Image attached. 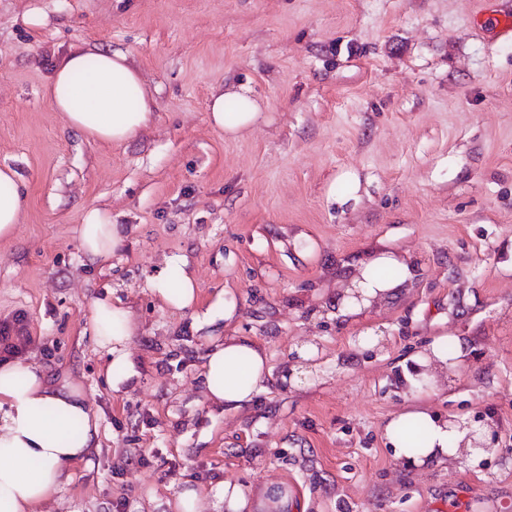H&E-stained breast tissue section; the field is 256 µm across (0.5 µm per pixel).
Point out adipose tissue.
<instances>
[{
	"label": "adipose tissue",
	"instance_id": "obj_1",
	"mask_svg": "<svg viewBox=\"0 0 512 512\" xmlns=\"http://www.w3.org/2000/svg\"><path fill=\"white\" fill-rule=\"evenodd\" d=\"M46 96L70 127L101 143L127 142L153 120L154 101L141 73L121 52L75 47L54 68ZM263 118L260 104L247 87L211 95L209 122L227 137L249 131ZM26 207L18 173L0 167V241L12 238ZM124 237L123 227L113 223L107 210H86L79 238L91 260H110ZM174 264L179 275L160 271L151 280V290L164 306L183 310L194 305L196 285L182 259ZM408 274L407 265L395 254L381 253L358 268L342 294L339 313H362L395 294ZM91 322L98 345L108 354L106 379L112 390H120L136 375L125 348L134 330L131 313L99 299L93 304ZM465 347L461 337H435L415 356L417 370L408 378L410 385L435 388L462 362ZM269 376L262 347L228 336L206 355L205 397L209 403L238 410L252 401ZM418 425L424 428L425 445L412 448L403 432ZM469 432L465 418L444 419L422 404L406 407L384 427L394 457L417 466L483 458L484 450L475 446ZM100 434V417L81 384L67 376L49 378L39 364L28 360L0 364V512H38L69 481L73 465L90 463ZM217 497L223 500L225 512H288L290 502L287 488L278 482L265 484L254 497L228 480Z\"/></svg>",
	"mask_w": 512,
	"mask_h": 512
}]
</instances>
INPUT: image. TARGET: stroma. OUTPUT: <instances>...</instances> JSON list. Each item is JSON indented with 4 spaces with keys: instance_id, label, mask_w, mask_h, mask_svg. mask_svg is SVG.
Segmentation results:
<instances>
[{
    "instance_id": "1",
    "label": "stroma",
    "mask_w": 512,
    "mask_h": 512,
    "mask_svg": "<svg viewBox=\"0 0 512 512\" xmlns=\"http://www.w3.org/2000/svg\"><path fill=\"white\" fill-rule=\"evenodd\" d=\"M512 0H0V166L26 196L0 242V325L28 358L81 383L101 419L92 466L40 512H174L225 480L269 481L307 512H512ZM80 45L121 51L155 99L139 137L103 146L67 127L45 84ZM250 88L265 123L231 139L215 86ZM107 209L125 230L104 264L78 228ZM410 268L354 321L339 295L381 252ZM186 261L194 308L149 278ZM236 304L224 320L214 302ZM130 309L139 377L105 379L92 304ZM212 311L206 325L199 312ZM380 332L372 346L365 329ZM468 354L426 398L488 427L479 462L410 468L383 436L413 401L411 358L441 333ZM237 336L271 378L250 406L207 403L202 364ZM315 360L292 377L297 347Z\"/></svg>"
}]
</instances>
